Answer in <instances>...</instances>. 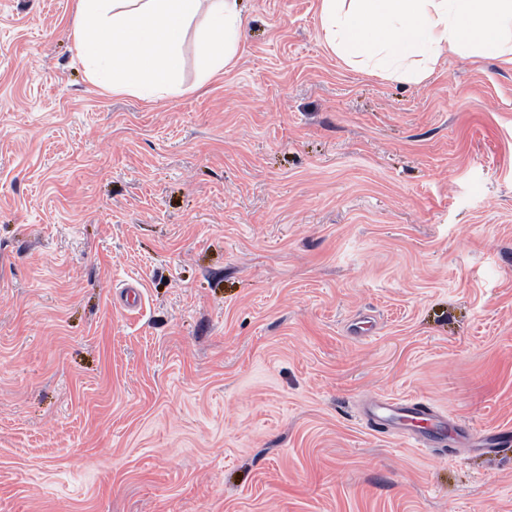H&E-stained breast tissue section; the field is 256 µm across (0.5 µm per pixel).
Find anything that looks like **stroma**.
I'll use <instances>...</instances> for the list:
<instances>
[{"label":"stroma","mask_w":512,"mask_h":512,"mask_svg":"<svg viewBox=\"0 0 512 512\" xmlns=\"http://www.w3.org/2000/svg\"><path fill=\"white\" fill-rule=\"evenodd\" d=\"M234 66L91 82L76 0H0V512H512V70L347 68L319 0H240ZM141 302L127 308L125 284ZM363 417L367 421H372L376 427L386 426L390 433L392 432L401 439L411 442L414 447L422 449L440 448L443 450L447 446L445 433L442 431L410 432L406 428L398 427L397 420L419 419L427 421L434 419L440 422L447 421L438 418L432 407L425 403L411 399L374 397L364 407Z\"/></svg>","instance_id":"stroma-1"}]
</instances>
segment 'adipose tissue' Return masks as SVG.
I'll use <instances>...</instances> for the list:
<instances>
[{
  "label": "adipose tissue",
  "mask_w": 512,
  "mask_h": 512,
  "mask_svg": "<svg viewBox=\"0 0 512 512\" xmlns=\"http://www.w3.org/2000/svg\"><path fill=\"white\" fill-rule=\"evenodd\" d=\"M326 46L347 66L420 83L448 57L512 68V0H320ZM239 0H77L73 41L95 84L146 102L184 94L180 59L196 37L201 81L235 63Z\"/></svg>",
  "instance_id": "1"
}]
</instances>
